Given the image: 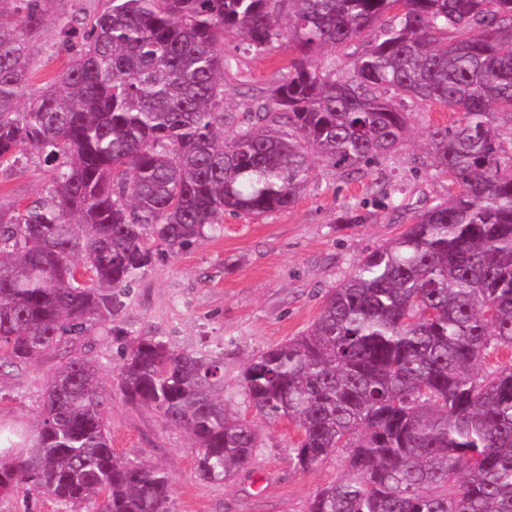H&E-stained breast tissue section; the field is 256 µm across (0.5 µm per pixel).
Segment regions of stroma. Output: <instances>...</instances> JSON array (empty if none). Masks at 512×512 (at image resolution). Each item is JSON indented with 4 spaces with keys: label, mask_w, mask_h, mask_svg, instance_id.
<instances>
[{
    "label": "stroma",
    "mask_w": 512,
    "mask_h": 512,
    "mask_svg": "<svg viewBox=\"0 0 512 512\" xmlns=\"http://www.w3.org/2000/svg\"><path fill=\"white\" fill-rule=\"evenodd\" d=\"M55 41L51 31L32 48L26 95L36 94L64 67ZM288 58L284 49L242 56L248 80L227 81L228 108L259 94ZM458 118L444 107L414 110L410 141L371 175L348 180L316 166L308 190L292 208L256 219L225 216L211 237L159 256L139 280L126 300L123 326L164 336L181 350L223 353L225 404L254 421L263 443L230 484L202 482L194 474L186 431L155 411L131 407L113 392L108 426L115 452L165 471L175 512H306L316 490L342 475L345 462L339 455L309 470L293 467L288 448L298 438L296 429L285 421L256 418L242 396L241 370L247 359L305 331L328 288L352 274L364 254L398 234L402 220L385 208L382 194L412 212L447 197L453 185L430 166L427 132L430 125L450 126ZM51 177V167L36 152L26 153L11 171L0 172V203L46 194ZM347 207L360 215L359 223L337 222ZM57 365L52 351L32 365L0 369L1 423L33 429L45 383Z\"/></svg>",
    "instance_id": "1"
}]
</instances>
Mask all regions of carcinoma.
I'll return each instance as SVG.
<instances>
[{
  "mask_svg": "<svg viewBox=\"0 0 512 512\" xmlns=\"http://www.w3.org/2000/svg\"><path fill=\"white\" fill-rule=\"evenodd\" d=\"M13 2L0 9V168L31 150L59 169L48 194L0 205V367L52 349L62 361L34 434L0 429V497L174 512L168 475L112 448L97 326L117 344L124 399L189 433L196 477L238 476L262 440L226 409L224 353L127 330L123 298L224 214L293 206L315 162L371 174L406 144L408 106L439 105L460 119L430 126L428 154L456 193L363 256L240 386L264 420L297 426L294 467L345 455L307 512H512V361L482 371L512 351V152L495 125L512 115V0H107L80 27ZM51 26L67 64L22 106ZM226 38L291 51L241 112L226 109V77L246 79Z\"/></svg>",
  "mask_w": 512,
  "mask_h": 512,
  "instance_id": "cac0c4a2",
  "label": "carcinoma"
}]
</instances>
